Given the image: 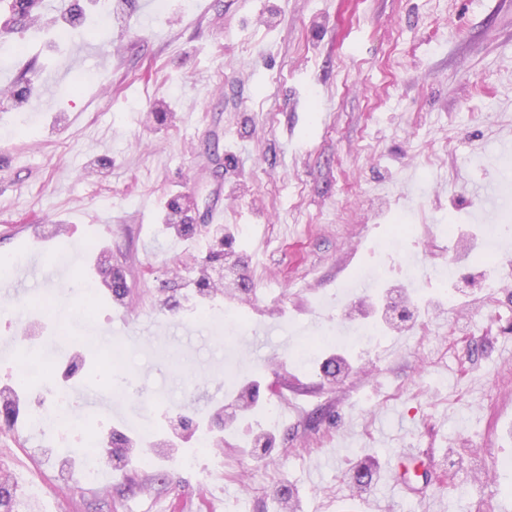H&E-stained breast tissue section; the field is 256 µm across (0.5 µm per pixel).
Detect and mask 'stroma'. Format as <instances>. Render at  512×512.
<instances>
[{
	"label": "stroma",
	"mask_w": 512,
	"mask_h": 512,
	"mask_svg": "<svg viewBox=\"0 0 512 512\" xmlns=\"http://www.w3.org/2000/svg\"><path fill=\"white\" fill-rule=\"evenodd\" d=\"M142 4L122 27L99 15L75 31L70 0L13 31L0 9V93L26 71L37 90L0 110V255L42 270L0 280V385L40 357L36 415L0 429V473L35 512H512V289L489 287L463 233L445 237L512 223L474 192L512 159V0ZM175 197L199 224L223 207L233 234L213 278L244 279L253 304L240 290L199 304L207 239L162 232ZM397 216L445 242L405 246L351 296L368 320L421 279L413 324L366 345L339 287ZM103 250L127 283L118 303L78 293ZM78 354L132 394L83 407L89 378L65 372ZM92 430L154 450L93 470Z\"/></svg>",
	"instance_id": "obj_1"
}]
</instances>
